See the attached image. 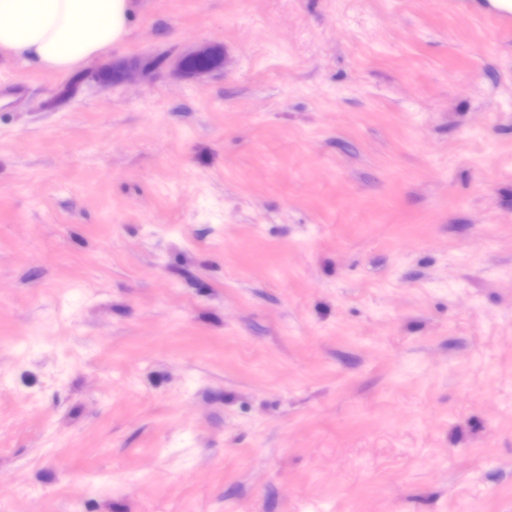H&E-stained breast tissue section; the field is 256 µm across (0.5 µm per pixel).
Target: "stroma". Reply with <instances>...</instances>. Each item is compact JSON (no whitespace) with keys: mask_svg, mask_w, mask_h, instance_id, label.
Instances as JSON below:
<instances>
[{"mask_svg":"<svg viewBox=\"0 0 512 512\" xmlns=\"http://www.w3.org/2000/svg\"><path fill=\"white\" fill-rule=\"evenodd\" d=\"M500 15L133 0L77 70L0 53V512H512ZM224 58V48L220 44H202L196 46L183 54L178 55L173 61V69L175 73L182 77H195L210 69L192 70L187 63L191 59H213L221 63Z\"/></svg>","mask_w":512,"mask_h":512,"instance_id":"stroma-1","label":"stroma"}]
</instances>
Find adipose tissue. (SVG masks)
Masks as SVG:
<instances>
[{"label":"adipose tissue","instance_id":"1","mask_svg":"<svg viewBox=\"0 0 512 512\" xmlns=\"http://www.w3.org/2000/svg\"><path fill=\"white\" fill-rule=\"evenodd\" d=\"M130 0H0V51L67 72L124 42Z\"/></svg>","mask_w":512,"mask_h":512}]
</instances>
